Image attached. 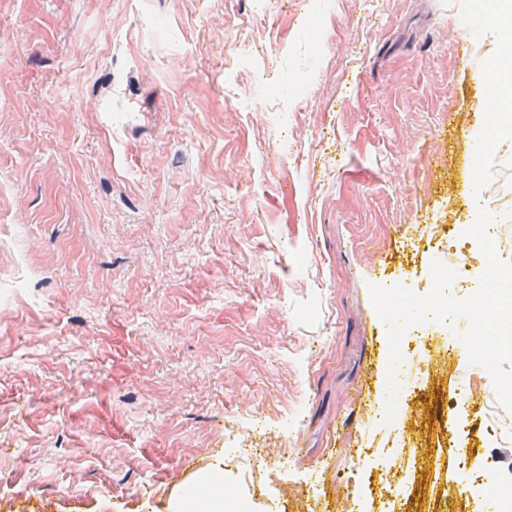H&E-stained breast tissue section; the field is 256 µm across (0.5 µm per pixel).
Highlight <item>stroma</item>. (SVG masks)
I'll return each instance as SVG.
<instances>
[{
  "mask_svg": "<svg viewBox=\"0 0 512 512\" xmlns=\"http://www.w3.org/2000/svg\"><path fill=\"white\" fill-rule=\"evenodd\" d=\"M112 19L103 37L102 15ZM443 0H0V512H170L222 469L250 512H483L505 442L448 393L468 350L414 355L427 441L369 424L388 331L370 285L426 289L413 225L476 220L480 62ZM285 472L239 480L252 417ZM424 467L413 501L347 449Z\"/></svg>",
  "mask_w": 512,
  "mask_h": 512,
  "instance_id": "obj_1",
  "label": "stroma"
}]
</instances>
